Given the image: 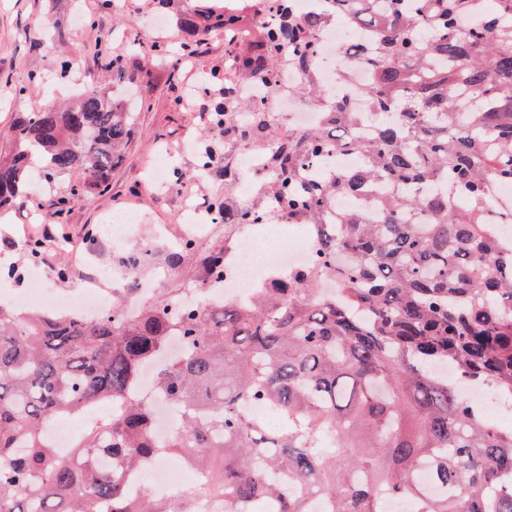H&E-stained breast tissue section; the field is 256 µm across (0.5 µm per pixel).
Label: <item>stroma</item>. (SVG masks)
I'll return each instance as SVG.
<instances>
[{
	"label": "stroma",
	"instance_id": "35a3bbf8",
	"mask_svg": "<svg viewBox=\"0 0 512 512\" xmlns=\"http://www.w3.org/2000/svg\"><path fill=\"white\" fill-rule=\"evenodd\" d=\"M156 13L153 0H0V157L11 150L16 114L35 105L56 109L84 80L111 87L106 55L97 46L100 32L111 33L110 51L123 54L128 70L138 75L125 98L137 133L112 170L111 189L65 204L58 192H33L0 222V266L23 273L38 265L51 288L66 294L76 281L58 280L56 272L73 247L87 252L97 268L112 270L119 264L100 228L104 212L122 207L139 214L137 234L127 245L133 252L148 240L160 248L175 245L195 208L215 197L239 205L236 190L225 189L222 176L197 177L196 157L183 149L208 124L205 103L224 96V34L203 36L197 54L174 65L130 44L142 38L145 21ZM38 38L44 46L34 55L29 46ZM201 72L210 74L209 86L187 100V88ZM159 155L170 167L188 172L189 180L168 191L156 189L153 163ZM29 239L44 242L34 260L25 250Z\"/></svg>",
	"mask_w": 512,
	"mask_h": 512
}]
</instances>
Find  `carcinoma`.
<instances>
[{
    "instance_id": "cac0c4a2",
    "label": "carcinoma",
    "mask_w": 512,
    "mask_h": 512,
    "mask_svg": "<svg viewBox=\"0 0 512 512\" xmlns=\"http://www.w3.org/2000/svg\"><path fill=\"white\" fill-rule=\"evenodd\" d=\"M185 2L175 14L180 55L222 29L238 81L272 85L290 66L303 76L296 94L319 96L324 113L321 127L278 136L261 105L224 85L210 128L226 143L271 145L276 182L266 196L272 212L217 199L218 223L303 211L320 224L330 201L351 191L381 197L383 215L376 224L362 211L339 216L313 268L247 305L207 306L174 288L133 317L118 301L87 322L0 302V512H174L163 498L129 497L125 472L99 468L105 450L134 470L182 458L204 471V491L224 499V512H244L258 497L281 498V512H310L311 495L327 512H383L385 496L411 500L413 512H512V429L491 425L432 373L451 364L512 401V254L491 231L508 218L494 210V189L512 186V0H495L479 19L469 16L471 0H334L352 30L374 29L370 48L356 41L348 53L347 71L373 73L359 89L375 122L363 140L349 100H328L318 82L316 35L330 17L263 0L275 22L243 50L224 0ZM133 135L131 113L94 83L62 110L16 116L12 152L0 158V211L27 197L35 156L48 184L81 171L66 195L107 190ZM220 149L211 141L197 166L231 185L237 173L213 166ZM336 151L359 155L360 166L302 178L308 163ZM195 255L207 277H224L222 245L202 251L185 240L167 265L175 271ZM326 275L338 279V294L321 295ZM151 366L157 392L186 412L164 445L134 395ZM246 400L267 403L288 426L243 414ZM103 403L112 410L62 458L50 423Z\"/></svg>"
}]
</instances>
